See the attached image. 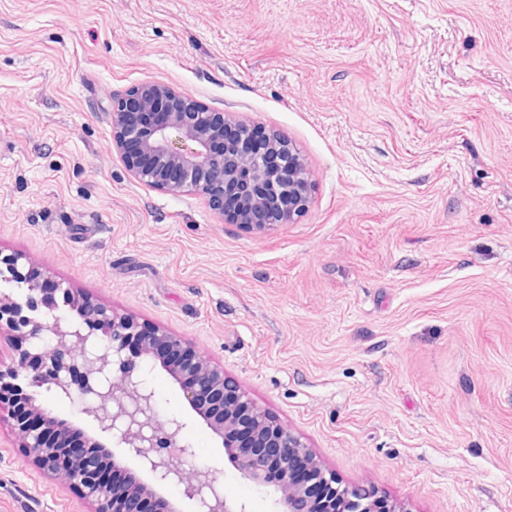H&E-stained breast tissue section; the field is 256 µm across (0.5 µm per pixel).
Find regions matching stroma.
Segmentation results:
<instances>
[{"instance_id":"stroma-1","label":"stroma","mask_w":512,"mask_h":512,"mask_svg":"<svg viewBox=\"0 0 512 512\" xmlns=\"http://www.w3.org/2000/svg\"><path fill=\"white\" fill-rule=\"evenodd\" d=\"M159 82L279 131L313 187L230 224L137 182L112 103ZM0 253L181 337L346 486L512 512V0H0ZM186 470L273 512L164 371ZM0 512H94L0 416Z\"/></svg>"}]
</instances>
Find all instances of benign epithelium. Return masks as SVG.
Instances as JSON below:
<instances>
[{
	"label": "benign epithelium",
	"mask_w": 512,
	"mask_h": 512,
	"mask_svg": "<svg viewBox=\"0 0 512 512\" xmlns=\"http://www.w3.org/2000/svg\"><path fill=\"white\" fill-rule=\"evenodd\" d=\"M168 112L153 118L160 107ZM253 124L220 117L161 84H144L112 106L113 144L140 182L162 191L194 190L224 212L223 187L239 193L234 223L262 230L290 224L309 201L312 175L302 155L273 131L264 152L250 148ZM19 255H0V284L25 291V301L0 291V327L15 333L17 358L0 365V400L22 447L43 471L59 476L95 502V512H182L164 490L181 489L197 512H247L229 501L224 485L207 467L187 475L182 441L188 423L156 420L155 392L143 367L160 368L179 385L191 410L221 440L228 460L244 478L277 494L276 512H396L376 505L363 487H340L313 452L268 412L224 378L203 356L185 363L188 347L177 336L120 316L35 274ZM193 379L191 385L183 379ZM93 400L84 414L98 433L110 436L122 455L104 462L123 474L105 482L82 448L68 445L63 420L40 396L70 400L75 392Z\"/></svg>",
	"instance_id": "obj_1"
}]
</instances>
